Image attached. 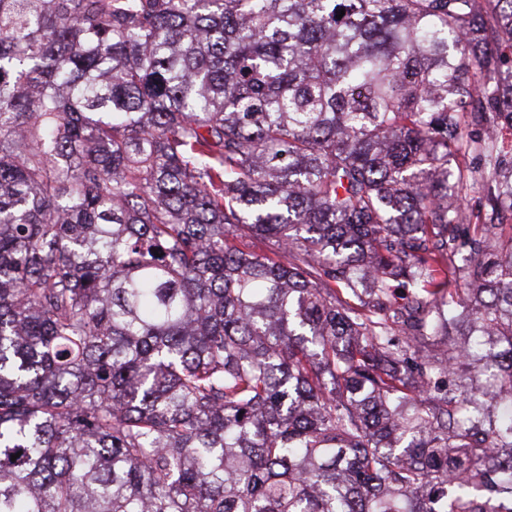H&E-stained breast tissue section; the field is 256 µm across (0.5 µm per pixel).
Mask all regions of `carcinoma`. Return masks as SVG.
<instances>
[{"label": "carcinoma", "mask_w": 512, "mask_h": 512, "mask_svg": "<svg viewBox=\"0 0 512 512\" xmlns=\"http://www.w3.org/2000/svg\"><path fill=\"white\" fill-rule=\"evenodd\" d=\"M505 131L512 0H0V512H512Z\"/></svg>", "instance_id": "cac0c4a2"}]
</instances>
